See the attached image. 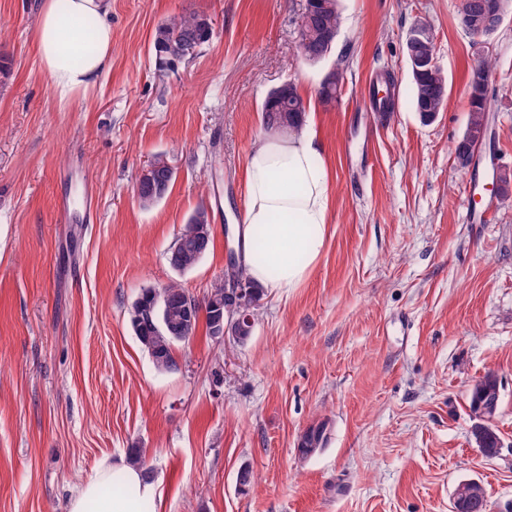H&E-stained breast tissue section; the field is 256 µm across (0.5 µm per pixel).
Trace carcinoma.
Here are the masks:
<instances>
[{
  "mask_svg": "<svg viewBox=\"0 0 512 512\" xmlns=\"http://www.w3.org/2000/svg\"><path fill=\"white\" fill-rule=\"evenodd\" d=\"M497 0H462L460 23L469 28V32L483 36L476 24V19L484 10V6ZM340 15L338 0H304L298 14V34L296 48L299 53L311 62H319L332 51L335 43H327L324 35L327 32L338 33ZM413 32L424 33L423 41H416L411 49L417 57L425 60L421 70L413 74V98L415 111L422 109L428 112H441L444 109L446 95L443 90L448 87V74L442 69L437 60L434 37L430 25L422 20L412 27ZM213 36L212 22L204 14L189 13L173 15L161 22L153 33V49L155 54L170 51V46L179 44L185 49L195 47L197 43H206ZM492 56L482 57L477 66L472 68L468 81L469 113L468 124L463 138L457 143V157L468 162L475 148L486 143L489 132V117L487 101L492 86L485 79L492 75ZM342 72L331 69L325 73L319 84V98L327 106L337 98L342 84ZM288 112V124L277 130L288 133L290 130L302 129L307 112V104L297 92L293 84H288L285 92L271 91L261 107V125L270 132L273 129V118L278 113ZM199 223L188 220L177 241L168 252V263L177 271H187L195 267L203 256L210 250L212 236L197 235ZM235 282L249 290L254 301H259L263 289L255 285L247 276L242 264L224 271V285ZM187 291L177 283H169L160 288L145 289L139 295V301L145 308L152 307L156 312L155 325L148 329L134 328L140 344L151 356L156 368L160 371L172 372L178 370L177 361L173 355V346L177 342L190 340L194 335L200 317H205L208 334H213V322L220 312L216 311L209 297L195 302L192 319L182 317L181 308ZM325 442V428H309L298 444V452L309 456L321 449Z\"/></svg>",
  "mask_w": 512,
  "mask_h": 512,
  "instance_id": "1",
  "label": "carcinoma"
}]
</instances>
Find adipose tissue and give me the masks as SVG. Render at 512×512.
Listing matches in <instances>:
<instances>
[{
  "label": "adipose tissue",
  "instance_id": "obj_1",
  "mask_svg": "<svg viewBox=\"0 0 512 512\" xmlns=\"http://www.w3.org/2000/svg\"><path fill=\"white\" fill-rule=\"evenodd\" d=\"M107 0H43L35 42L59 101L93 87L112 57ZM93 28H86V20ZM313 125L258 139L245 161L247 203L237 228L239 260L261 288H297L308 278L325 244L331 216V178ZM263 231V259L254 257V235ZM123 488L111 491L113 475ZM160 496L158 481L125 461L102 463L75 488L67 512H142Z\"/></svg>",
  "mask_w": 512,
  "mask_h": 512
}]
</instances>
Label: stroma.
Segmentation results:
<instances>
[{
    "mask_svg": "<svg viewBox=\"0 0 512 512\" xmlns=\"http://www.w3.org/2000/svg\"><path fill=\"white\" fill-rule=\"evenodd\" d=\"M109 5L112 65L62 103L35 45L41 0H0V512H66L82 479L133 448L161 482L148 512H450L467 480L487 512H512V197L484 185L490 167L512 170V7L486 39L460 25L461 0H342L336 45L311 64L295 49L300 0ZM179 13L207 15L213 37L165 69L152 32ZM420 20L448 73L428 125L404 51ZM488 53L496 157L478 148L464 165L468 75ZM334 67L343 81L326 107L318 87ZM384 71L388 120L368 100ZM289 81L333 177L324 251L300 287L264 293L247 341L198 325L174 348L178 370L159 371L132 305L171 281L198 297L223 282L260 108ZM161 154L174 185L145 208L135 179ZM64 198L69 224L55 216ZM482 201L489 222L470 223ZM201 206L213 245L174 270L167 253ZM488 373L502 383L493 458L469 409ZM321 422L324 447L299 456ZM244 465L258 479L243 493Z\"/></svg>",
    "mask_w": 512,
    "mask_h": 512,
    "instance_id": "1",
    "label": "stroma"
}]
</instances>
